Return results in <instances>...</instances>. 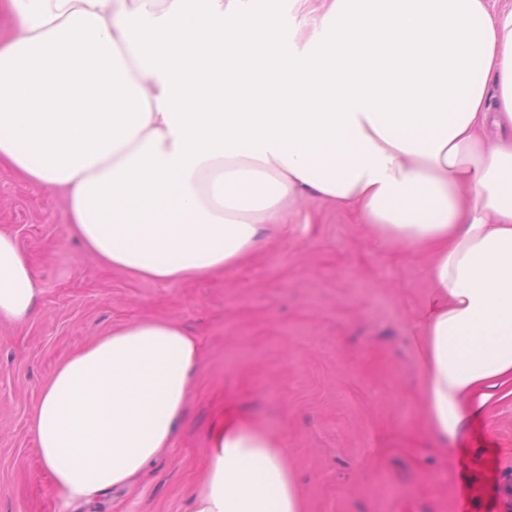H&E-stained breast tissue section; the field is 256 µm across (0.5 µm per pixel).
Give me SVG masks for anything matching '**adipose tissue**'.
I'll list each match as a JSON object with an SVG mask.
<instances>
[{"mask_svg": "<svg viewBox=\"0 0 512 512\" xmlns=\"http://www.w3.org/2000/svg\"><path fill=\"white\" fill-rule=\"evenodd\" d=\"M0 0V164L57 190L101 264L155 282L237 265L292 203L356 211L431 253L414 316L440 444L512 397V8L484 0ZM40 288L0 232V322ZM176 323L62 359L29 413L63 505L130 486L170 448L198 366ZM289 448L225 416L194 512H303ZM269 21L280 26L286 37L299 38L303 29L293 19L294 11L291 0H269Z\"/></svg>", "mask_w": 512, "mask_h": 512, "instance_id": "1", "label": "adipose tissue"}]
</instances>
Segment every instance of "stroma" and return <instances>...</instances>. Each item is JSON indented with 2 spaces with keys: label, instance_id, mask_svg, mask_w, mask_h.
<instances>
[{
  "label": "stroma",
  "instance_id": "obj_1",
  "mask_svg": "<svg viewBox=\"0 0 512 512\" xmlns=\"http://www.w3.org/2000/svg\"><path fill=\"white\" fill-rule=\"evenodd\" d=\"M0 230L41 294L30 320L0 324V512H192L209 431L224 411L290 448L305 512H499L512 473V400L488 409L447 455L434 450L423 370L409 339L431 256L377 245L352 212L310 199L234 268L154 282L98 263L51 187L0 166ZM137 319L201 342L197 381L169 452L132 486L68 507L28 426L42 381L76 347Z\"/></svg>",
  "mask_w": 512,
  "mask_h": 512
}]
</instances>
